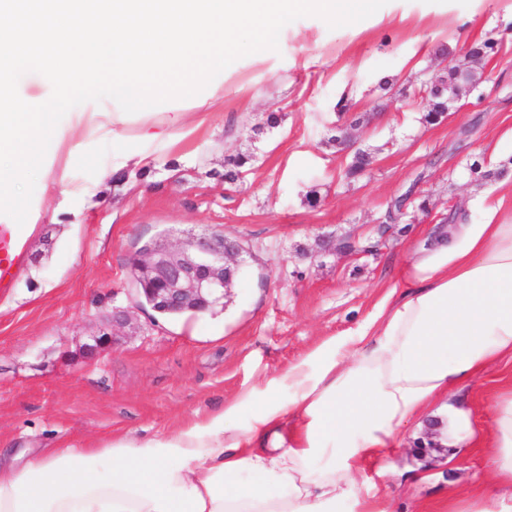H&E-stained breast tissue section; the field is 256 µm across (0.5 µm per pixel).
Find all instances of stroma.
Masks as SVG:
<instances>
[{"instance_id":"1","label":"stroma","mask_w":512,"mask_h":512,"mask_svg":"<svg viewBox=\"0 0 512 512\" xmlns=\"http://www.w3.org/2000/svg\"><path fill=\"white\" fill-rule=\"evenodd\" d=\"M494 37L479 91L434 125L423 123V82L454 63L442 47ZM354 105L338 113L343 93ZM282 120L265 125L268 113ZM344 125L353 145L333 143ZM191 134L154 143L148 174L129 187L101 185L100 172L134 141L74 156L67 183L98 193L78 198L30 183L33 208L51 211L26 244L32 275L0 289V455L32 458L45 448H82L112 436L170 433L302 359L322 340L359 336L392 304L409 249L429 243L449 208L470 223L512 217V0H391L383 17L290 16L288 33L261 62L243 61L222 106L188 119ZM371 156L355 183L343 172L355 150ZM251 153L241 180L227 160ZM502 170L484 181L469 165ZM414 191L399 223L390 202ZM318 205H310L309 194ZM179 240L216 233L243 248L241 272L216 314L158 319L134 307L129 261L162 231ZM133 313L113 329L112 311ZM112 332L95 352L91 336ZM512 387V358L489 367L452 397L477 434L489 403ZM487 448L457 458L407 427L382 458L365 462L359 491L387 512H444L448 490L467 497L491 479Z\"/></svg>"}]
</instances>
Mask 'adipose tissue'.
Here are the masks:
<instances>
[{
    "instance_id": "adipose-tissue-1",
    "label": "adipose tissue",
    "mask_w": 512,
    "mask_h": 512,
    "mask_svg": "<svg viewBox=\"0 0 512 512\" xmlns=\"http://www.w3.org/2000/svg\"><path fill=\"white\" fill-rule=\"evenodd\" d=\"M384 0H0V223L20 240L30 181L66 184V160L94 143L175 141L181 98L206 109L222 76L263 60L288 16L359 19ZM32 67L47 96L16 95ZM112 97L107 112L66 104ZM53 142L58 158L45 156ZM405 290L360 336L329 338L303 359L241 392L224 408L143 441L123 436L85 448H50L0 464V512H384L355 474L382 456L408 423L476 448L480 439L439 398L512 357V220L450 225L432 248L412 249ZM288 387L290 397L278 391ZM492 480L448 512H512V388L491 406Z\"/></svg>"
}]
</instances>
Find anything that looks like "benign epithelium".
Wrapping results in <instances>:
<instances>
[{
	"label": "benign epithelium",
	"instance_id": "benign-epithelium-1",
	"mask_svg": "<svg viewBox=\"0 0 512 512\" xmlns=\"http://www.w3.org/2000/svg\"><path fill=\"white\" fill-rule=\"evenodd\" d=\"M455 81H434L421 90L437 94L453 107L485 81V67L460 51ZM240 251L220 234H200L178 244L162 235L134 256L141 292L154 311L171 309L202 313L224 304V290L240 266Z\"/></svg>",
	"mask_w": 512,
	"mask_h": 512
}]
</instances>
